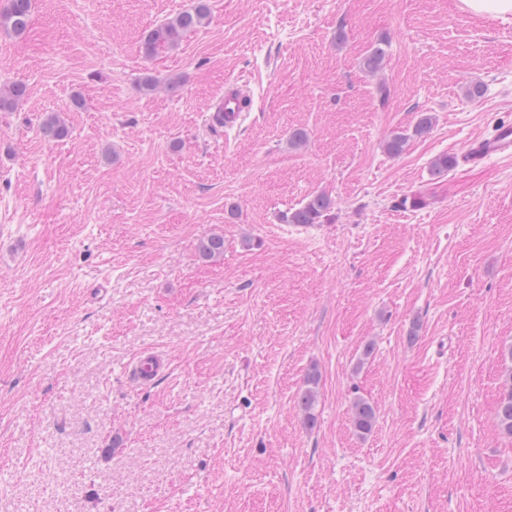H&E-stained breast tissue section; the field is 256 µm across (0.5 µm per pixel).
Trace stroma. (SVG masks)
<instances>
[{
    "mask_svg": "<svg viewBox=\"0 0 512 512\" xmlns=\"http://www.w3.org/2000/svg\"><path fill=\"white\" fill-rule=\"evenodd\" d=\"M192 3L32 0L24 35L0 29V84L27 86L0 110V512H512V160H457L512 122V19L209 0L146 57L144 31ZM381 39L384 105L360 68ZM147 74L184 85L146 92ZM236 77L246 119L208 125ZM48 112L67 138L43 136ZM316 192L323 224L281 222ZM147 348L164 369L142 385L126 368ZM307 387L301 392L298 404L304 412V423L308 428H312L315 425V404H316V391L310 385L315 384V376L308 375L306 379ZM351 422L354 431L359 435L368 434L375 421V408L364 398H356L351 405Z\"/></svg>",
    "mask_w": 512,
    "mask_h": 512,
    "instance_id": "stroma-1",
    "label": "stroma"
}]
</instances>
